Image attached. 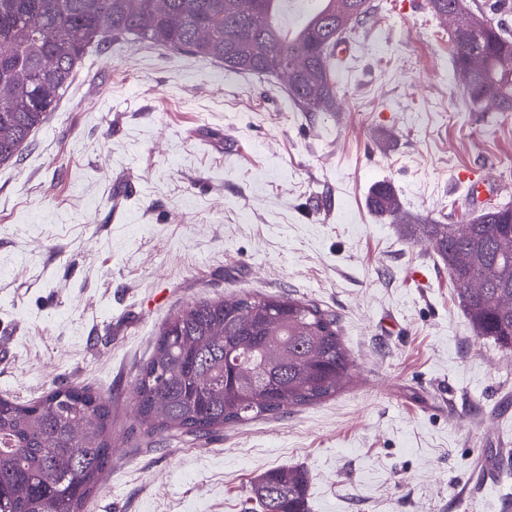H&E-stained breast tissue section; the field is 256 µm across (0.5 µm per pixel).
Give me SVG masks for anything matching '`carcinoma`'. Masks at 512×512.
Instances as JSON below:
<instances>
[{
  "mask_svg": "<svg viewBox=\"0 0 512 512\" xmlns=\"http://www.w3.org/2000/svg\"><path fill=\"white\" fill-rule=\"evenodd\" d=\"M451 19L454 70L470 104L512 112V32L497 15L509 0H429ZM288 0H0V166L16 162L54 111L87 49L134 36L172 52L257 76L288 75L303 112L336 102V45L373 17L372 0H320L291 32ZM372 206L448 265L476 336L512 351V203L456 224H413L391 185ZM353 360L338 318L290 296L252 293L203 300L171 316L136 378L142 438H201L215 429L334 396ZM112 457L110 397L60 381L35 401L0 397V512H86ZM310 474L278 467L258 475L260 512H309Z\"/></svg>",
  "mask_w": 512,
  "mask_h": 512,
  "instance_id": "1",
  "label": "carcinoma"
}]
</instances>
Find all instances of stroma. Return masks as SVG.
<instances>
[{
	"instance_id": "stroma-1",
	"label": "stroma",
	"mask_w": 512,
	"mask_h": 512,
	"mask_svg": "<svg viewBox=\"0 0 512 512\" xmlns=\"http://www.w3.org/2000/svg\"><path fill=\"white\" fill-rule=\"evenodd\" d=\"M428 0H379L334 63L331 112L285 78L131 40L91 49L17 163L0 167V396L66 380L112 397L90 512H244L267 469L310 473L311 512H505L484 459L512 449V352L477 337L410 221L512 203V112L471 107ZM292 295L335 313L355 373L336 396L196 440L146 442L134 385L188 304Z\"/></svg>"
}]
</instances>
